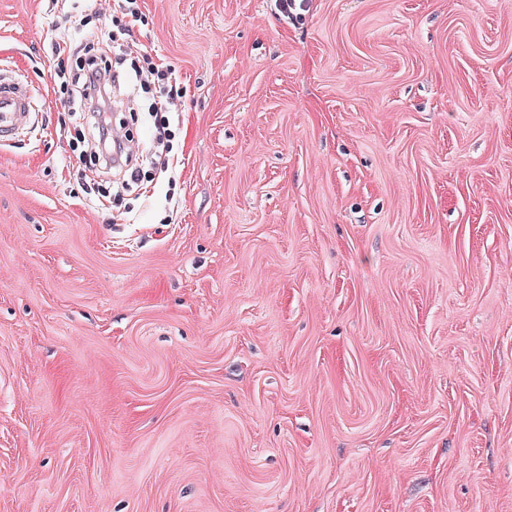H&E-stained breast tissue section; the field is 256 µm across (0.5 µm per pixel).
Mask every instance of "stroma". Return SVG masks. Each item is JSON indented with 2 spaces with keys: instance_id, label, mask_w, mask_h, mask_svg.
<instances>
[{
  "instance_id": "obj_1",
  "label": "stroma",
  "mask_w": 512,
  "mask_h": 512,
  "mask_svg": "<svg viewBox=\"0 0 512 512\" xmlns=\"http://www.w3.org/2000/svg\"><path fill=\"white\" fill-rule=\"evenodd\" d=\"M174 167L107 208L0 0V512H512V0H137ZM143 62L144 65L140 66L134 63L133 60L131 61V70L134 72L135 80L139 82L142 88L157 83L158 85L161 84L168 88L166 93L167 99L173 101L177 97H180V91L176 83L174 86L170 83L171 77L169 75H171V72H169L168 69L159 68L155 63L145 62V60ZM28 89L12 76L0 73V145L11 142L28 125L30 116Z\"/></svg>"
}]
</instances>
